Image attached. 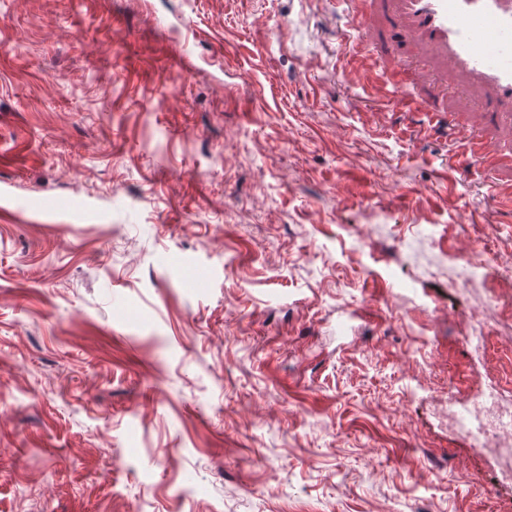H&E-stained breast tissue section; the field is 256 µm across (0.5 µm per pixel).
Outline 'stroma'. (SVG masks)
Masks as SVG:
<instances>
[{
    "instance_id": "obj_1",
    "label": "stroma",
    "mask_w": 512,
    "mask_h": 512,
    "mask_svg": "<svg viewBox=\"0 0 512 512\" xmlns=\"http://www.w3.org/2000/svg\"><path fill=\"white\" fill-rule=\"evenodd\" d=\"M386 27L0 0V512H512L448 423L512 399V170L454 172L387 75L512 124L431 50L364 64Z\"/></svg>"
}]
</instances>
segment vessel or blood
Segmentation results:
<instances>
[{
    "mask_svg": "<svg viewBox=\"0 0 512 512\" xmlns=\"http://www.w3.org/2000/svg\"><path fill=\"white\" fill-rule=\"evenodd\" d=\"M356 27L371 15L372 0H339ZM395 25L387 53L415 44L436 48L458 69L489 87L496 103L512 108V0H387ZM512 165V149L473 136L456 147L462 173Z\"/></svg>",
    "mask_w": 512,
    "mask_h": 512,
    "instance_id": "vessel-or-blood-1",
    "label": "vessel or blood"
}]
</instances>
